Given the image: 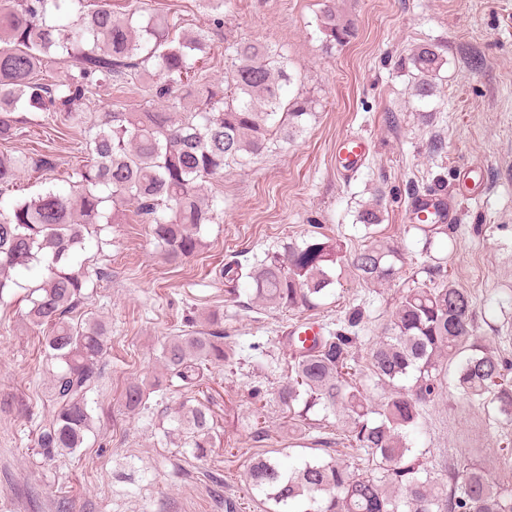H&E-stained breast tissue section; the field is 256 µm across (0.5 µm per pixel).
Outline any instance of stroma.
Segmentation results:
<instances>
[{"label":"stroma","instance_id":"35a3bbf8","mask_svg":"<svg viewBox=\"0 0 512 512\" xmlns=\"http://www.w3.org/2000/svg\"><path fill=\"white\" fill-rule=\"evenodd\" d=\"M328 4L354 26L349 42L327 46L319 16ZM208 29L213 82L224 79L230 46L269 44L287 55L295 76L284 96L309 97L313 114L292 141L211 180L207 194L219 221L205 226L196 256L166 263L146 226L134 222L89 239L85 256L105 277L76 315L102 319L109 336L90 395L93 429L74 454L47 462L35 452V434L52 412L43 331L24 320L21 295L0 302V512H226L228 498L238 512H264L246 489L249 460L284 448L299 461L316 451L301 446L275 403L264 410L270 439L255 441L239 418L253 408V389L275 391L280 376L268 358L301 316L239 307L220 269L229 255L260 257L317 230L346 254L370 236L387 238L404 257L399 284L373 287L347 273L314 315L325 323L365 304L362 342L372 345L386 336L404 284L427 281L409 205L441 177L458 218L432 254L472 294L480 341L512 361V0H232L223 25ZM425 44L438 48L443 65L433 95L421 99L409 59ZM347 135L369 146L350 177L336 159ZM78 139L58 122L28 126L0 145V157L48 154L55 161L51 173H22L0 200L33 196L51 183L67 187L79 164ZM375 199L385 219L369 232L357 213ZM213 312L224 316L228 343L251 357L242 370L215 368L206 379L216 426L212 448L199 459L171 432L180 395L151 397L150 410L137 413L122 406L121 394L130 379L163 376V344L204 328ZM509 438L512 423L486 428L450 387L425 408L412 441L426 450L428 468L470 458L512 485V459L500 452Z\"/></svg>","mask_w":512,"mask_h":512}]
</instances>
